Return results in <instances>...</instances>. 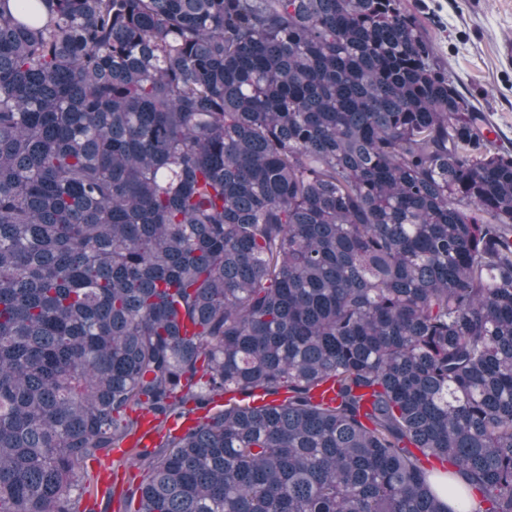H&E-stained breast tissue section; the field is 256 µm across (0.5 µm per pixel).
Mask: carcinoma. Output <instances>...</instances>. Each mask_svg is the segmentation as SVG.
Here are the masks:
<instances>
[{
    "label": "carcinoma",
    "mask_w": 512,
    "mask_h": 512,
    "mask_svg": "<svg viewBox=\"0 0 512 512\" xmlns=\"http://www.w3.org/2000/svg\"><path fill=\"white\" fill-rule=\"evenodd\" d=\"M400 0H0V512H512V154ZM120 470L125 472L123 483H120L115 490V495L112 498V508L108 511L102 512H123V497L133 485H136L142 478V471L137 468L136 463L126 462L125 465H120Z\"/></svg>",
    "instance_id": "1"
}]
</instances>
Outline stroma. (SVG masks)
<instances>
[{
	"label": "stroma",
	"mask_w": 512,
	"mask_h": 512,
	"mask_svg": "<svg viewBox=\"0 0 512 512\" xmlns=\"http://www.w3.org/2000/svg\"><path fill=\"white\" fill-rule=\"evenodd\" d=\"M430 40L436 62L483 117L482 128L512 152V0H402Z\"/></svg>",
	"instance_id": "1"
}]
</instances>
